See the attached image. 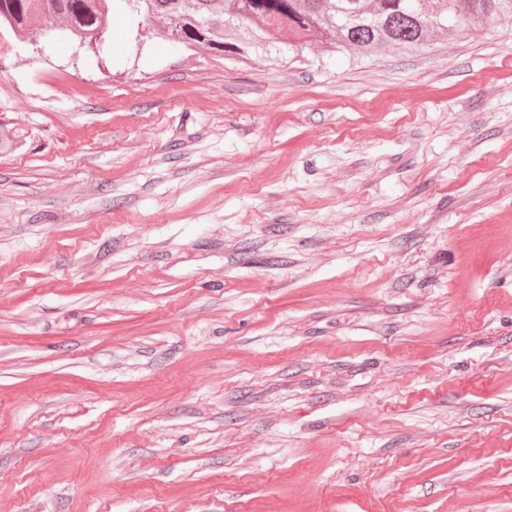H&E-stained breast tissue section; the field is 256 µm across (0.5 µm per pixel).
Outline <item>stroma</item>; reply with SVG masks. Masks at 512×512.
Here are the masks:
<instances>
[{
    "label": "stroma",
    "mask_w": 512,
    "mask_h": 512,
    "mask_svg": "<svg viewBox=\"0 0 512 512\" xmlns=\"http://www.w3.org/2000/svg\"><path fill=\"white\" fill-rule=\"evenodd\" d=\"M0 29V512H512V20L275 68Z\"/></svg>",
    "instance_id": "stroma-1"
}]
</instances>
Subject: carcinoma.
Wrapping results in <instances>:
<instances>
[{"instance_id": "obj_1", "label": "carcinoma", "mask_w": 512, "mask_h": 512, "mask_svg": "<svg viewBox=\"0 0 512 512\" xmlns=\"http://www.w3.org/2000/svg\"><path fill=\"white\" fill-rule=\"evenodd\" d=\"M110 0H0V27L17 34L56 27L98 45ZM136 14L164 20L160 35L227 60L286 65L298 46L369 57L388 46L408 51L435 33L466 38L487 21L512 18V0H123Z\"/></svg>"}]
</instances>
